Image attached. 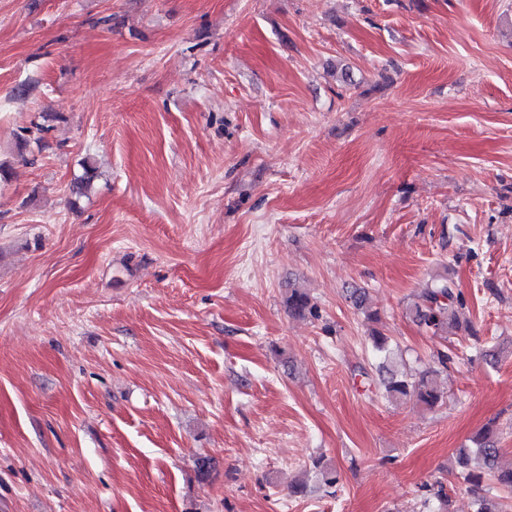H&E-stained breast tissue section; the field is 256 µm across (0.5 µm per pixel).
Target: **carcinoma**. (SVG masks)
<instances>
[{
	"label": "carcinoma",
	"instance_id": "cac0c4a2",
	"mask_svg": "<svg viewBox=\"0 0 512 512\" xmlns=\"http://www.w3.org/2000/svg\"><path fill=\"white\" fill-rule=\"evenodd\" d=\"M288 313L296 317H317L318 306L310 297L296 289L288 291L286 299ZM409 311L416 322L434 336H441L448 328L470 329L468 319L463 312V302L455 293L448 279L432 281L422 288L409 306ZM373 347L383 357L378 366L381 386L386 394L395 400H414L428 408L443 403L445 391L435 379L436 371H426L419 375L411 374L406 364L394 361L390 338L374 330L371 333ZM473 447L462 448L455 458V469L474 496V512H503L501 497L483 493V484L490 482L498 491L512 494V462L504 464L501 449L494 441V428L485 426L472 440ZM312 466L322 487L331 489L338 483L337 470L325 463L323 459L312 460ZM429 497L444 506L450 505V498L444 483L436 481L423 485Z\"/></svg>",
	"mask_w": 512,
	"mask_h": 512
}]
</instances>
